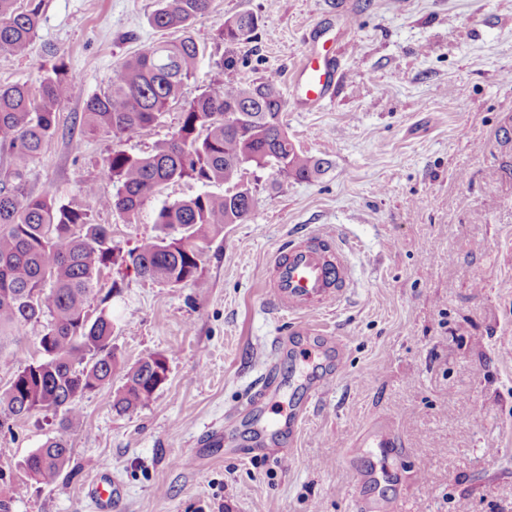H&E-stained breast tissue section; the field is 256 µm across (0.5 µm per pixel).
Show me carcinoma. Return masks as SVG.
Wrapping results in <instances>:
<instances>
[{"label": "carcinoma", "instance_id": "obj_1", "mask_svg": "<svg viewBox=\"0 0 512 512\" xmlns=\"http://www.w3.org/2000/svg\"><path fill=\"white\" fill-rule=\"evenodd\" d=\"M18 2L0 0V52L13 55L27 52L39 24V6ZM209 6L210 0H159L151 25L178 29L183 37L153 44L114 69L107 90L85 103L86 131L136 137L181 98L204 56L188 29ZM260 23L258 15L244 11L226 19L218 37L229 44L250 41ZM76 89L77 77L62 58L35 86L0 84V149L10 159L0 180V357L20 327L44 323L41 357L19 367L0 393V429L35 412L59 417L62 434L21 463L28 477L45 485L55 483L70 462L64 431L78 416L81 398L112 384L121 370L106 299L96 315L89 313L103 269L121 261L159 283L204 288L208 244L224 233V225L241 224L252 211V191L241 183L245 167L295 180L325 171L324 160L288 138L276 81L237 85L217 79L184 106L179 128L151 154L115 150L104 159L100 178L116 187L115 194L101 196L97 184L82 183L85 195L130 221L163 184L191 179L227 185L222 194L204 192L162 206L154 216L160 233L122 255L109 227L91 223L86 211L50 191L34 196L27 188L29 166L55 135L57 114ZM159 369L167 373V359L149 354L126 370L114 408L133 412L147 404L163 384ZM26 490L24 482L4 481L0 468V512H11Z\"/></svg>", "mask_w": 512, "mask_h": 512}]
</instances>
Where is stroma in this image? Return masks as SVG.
I'll return each mask as SVG.
<instances>
[{
  "mask_svg": "<svg viewBox=\"0 0 512 512\" xmlns=\"http://www.w3.org/2000/svg\"><path fill=\"white\" fill-rule=\"evenodd\" d=\"M26 54L0 52V83H36L57 57L80 78L58 130L33 161L28 189L112 228L120 251L157 234L155 210L212 190L184 179L162 186L139 219L99 206L82 182L100 181L115 150L145 155L177 130L187 100L213 79L245 84L276 76L288 135L328 169L308 181L248 168L250 216L228 224L207 251L205 287L169 286L133 269H104L112 345L122 367L157 353L167 378L136 411L117 412L115 386L87 393L65 433L68 467L51 485L29 483L13 512H94L83 486L107 467L123 489L116 512H352L356 478L343 450L379 417L403 446L366 449V491L400 512H512V0H212L189 29L205 54L182 101L135 138L83 133L86 100L125 59L161 41L149 17L157 0H38ZM262 19L254 40H217L227 18ZM340 62L334 97L303 108L292 76L310 45ZM335 229L353 280L341 301L308 316L265 302L262 267L288 237ZM344 340L345 369L307 401L313 365L293 354L303 321ZM287 337L274 351L275 337ZM288 384L284 406L308 413L287 462L265 458L245 405L270 366ZM39 412L0 430V467L24 479L23 459L60 433ZM212 425L245 454L207 446L193 466L175 456Z\"/></svg>",
  "mask_w": 512,
  "mask_h": 512,
  "instance_id": "stroma-1",
  "label": "stroma"
}]
</instances>
